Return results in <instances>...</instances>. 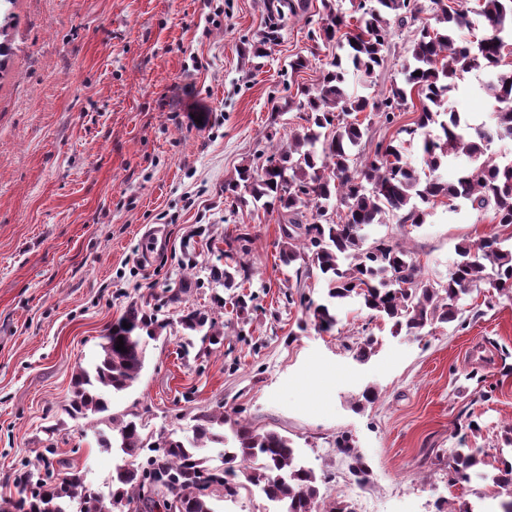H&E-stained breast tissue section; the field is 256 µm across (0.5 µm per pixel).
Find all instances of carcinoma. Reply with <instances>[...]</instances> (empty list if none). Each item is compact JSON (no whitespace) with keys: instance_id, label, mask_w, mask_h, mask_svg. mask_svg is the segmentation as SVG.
Masks as SVG:
<instances>
[{"instance_id":"cac0c4a2","label":"carcinoma","mask_w":512,"mask_h":512,"mask_svg":"<svg viewBox=\"0 0 512 512\" xmlns=\"http://www.w3.org/2000/svg\"><path fill=\"white\" fill-rule=\"evenodd\" d=\"M265 30L251 45L255 57L280 37L285 21L306 13L307 0H262ZM484 34L468 39L472 29L469 11L448 5V0H354L353 14L322 0L318 26L307 32L313 48L336 44L335 54L317 83L299 84L288 94L286 106L305 113V124L288 136L263 162L248 164L239 182L224 186V200L235 208L249 192L264 207L286 210L296 233H285L280 259L298 264L296 276L322 279L327 299L315 302L304 293L288 298L299 305L314 328L330 333L338 324L337 308L362 299L372 315L393 323L395 333L419 336L435 323L459 319L460 301L489 283L502 295L512 294V248L492 233L457 248L444 281L424 279L421 266L402 243L386 237L370 238L384 216L399 224L424 223L428 209L449 201L456 211L465 203L471 209L494 212L501 227L512 226V162L481 160L496 140H512V73L501 69L504 48L512 42V0H478ZM430 12L436 25L423 22ZM408 30L403 47L404 80L387 93L369 98L352 92L348 75L367 79L383 63V51L395 35L391 23ZM482 68L489 78L485 92L494 99V124L472 128L459 113L443 108L455 79ZM421 75H415V72ZM419 104L408 105L412 96ZM417 112L411 125H401L396 136L375 145L373 153L353 154L366 128L357 116L367 112L390 127L407 108ZM423 135L421 159L428 173L422 175L405 153V139ZM464 153L476 166L453 182L439 174L448 160ZM236 247L224 251V268L213 271L231 288L236 280L251 279L252 268L234 252L246 250L247 237L234 238ZM128 327H123V324ZM183 328L201 332L213 325L208 314L189 310L180 317ZM167 326L155 311L129 305L103 336L101 356L79 367L74 378L70 413L87 418L109 410L107 392H121L138 380L145 363L148 341ZM124 342L125 351L116 349ZM111 434L98 432L102 448H115L122 464L112 476V512H170L168 502L183 512H216L213 501L234 498L242 490H259L280 505V512H312L320 501V478L315 470L296 462L293 441L274 430L259 432L249 424L231 422L232 437L224 434V412L196 417L192 435L145 433L146 424L136 414L131 419H108ZM210 443L224 445L221 464L201 455ZM338 453L351 460L350 472L359 483L367 469L352 439L336 437ZM56 450L45 448L37 462L16 470L17 496L0 499V512H96L99 492L86 482L83 472L56 460ZM483 448H455L448 458V483L467 482L487 464Z\"/></svg>"}]
</instances>
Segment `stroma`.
Returning <instances> with one entry per match:
<instances>
[{"mask_svg": "<svg viewBox=\"0 0 512 512\" xmlns=\"http://www.w3.org/2000/svg\"><path fill=\"white\" fill-rule=\"evenodd\" d=\"M307 17L289 19L266 57L247 43L263 33L259 0H8L0 41V498L13 475L54 446L59 458L109 493L118 456L99 448L88 419L66 412L72 377L100 350L126 307L160 311L135 386L111 414L150 407L148 432L184 435L220 410L278 431L321 476L325 501L370 512H437L464 498L492 512L495 461L512 424V297L491 288L466 297L461 320L419 339L392 335L359 300L341 306L332 333L302 329L294 289L324 301V282L296 279L279 259L277 212L252 202L230 213L224 184L297 128L278 112L288 63L308 56L311 85L336 52L312 50ZM486 74L458 80L448 107L488 122ZM497 228L486 211L440 205L424 224L395 220L375 236L405 243L429 279L447 277L457 247ZM250 238L254 274L234 288L212 271L228 240ZM250 295L247 310L233 307ZM212 316L220 341L203 349L184 309ZM373 335L367 361L351 346ZM376 392L360 404L365 387ZM477 430H468V422ZM351 437L368 467L358 483L337 454ZM486 449L484 478L449 485L458 446Z\"/></svg>", "mask_w": 512, "mask_h": 512, "instance_id": "stroma-1", "label": "stroma"}]
</instances>
